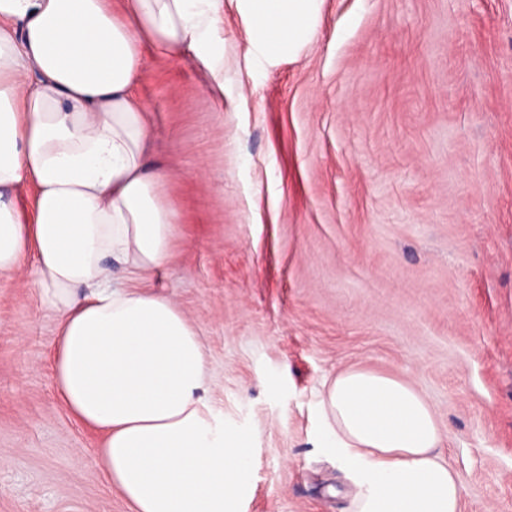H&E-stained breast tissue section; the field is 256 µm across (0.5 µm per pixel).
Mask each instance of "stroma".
I'll use <instances>...</instances> for the list:
<instances>
[{
  "instance_id": "35a3bbf8",
  "label": "stroma",
  "mask_w": 512,
  "mask_h": 512,
  "mask_svg": "<svg viewBox=\"0 0 512 512\" xmlns=\"http://www.w3.org/2000/svg\"><path fill=\"white\" fill-rule=\"evenodd\" d=\"M246 30L229 0L223 103L149 47L136 89L179 217L149 286L252 436L245 512H346L314 439L350 367L433 406L462 512H512V0H324L314 42L259 70ZM56 331L29 272L0 279V512H129L56 399Z\"/></svg>"
}]
</instances>
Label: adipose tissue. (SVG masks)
<instances>
[{"mask_svg": "<svg viewBox=\"0 0 512 512\" xmlns=\"http://www.w3.org/2000/svg\"><path fill=\"white\" fill-rule=\"evenodd\" d=\"M234 3L263 59L297 58L323 6ZM147 46L191 62L205 101L223 96L224 0H0V277L31 268L58 318V398L103 433L97 463L131 512H241L252 438L210 405L203 340L171 298L123 281L169 262L178 222L134 92ZM317 414L319 448L357 487L351 512H461L462 482L414 387L345 369L324 381Z\"/></svg>", "mask_w": 512, "mask_h": 512, "instance_id": "ef3b65f1", "label": "adipose tissue"}]
</instances>
